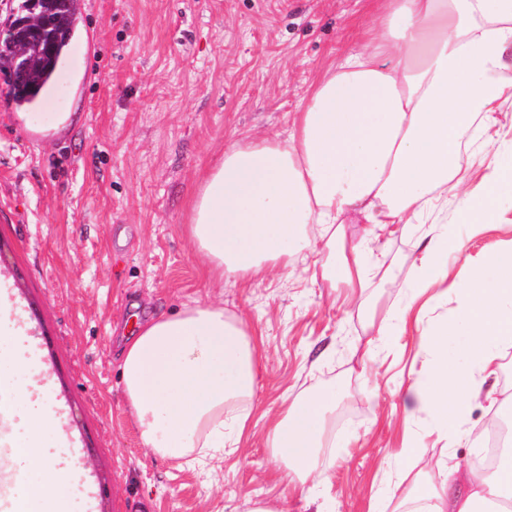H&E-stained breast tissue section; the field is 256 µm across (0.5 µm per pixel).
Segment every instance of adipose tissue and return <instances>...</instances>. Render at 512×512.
Returning a JSON list of instances; mask_svg holds the SVG:
<instances>
[{
	"instance_id": "ef3b65f1",
	"label": "adipose tissue",
	"mask_w": 512,
	"mask_h": 512,
	"mask_svg": "<svg viewBox=\"0 0 512 512\" xmlns=\"http://www.w3.org/2000/svg\"><path fill=\"white\" fill-rule=\"evenodd\" d=\"M512 0H381L376 26L314 85L290 114L286 136L230 142L195 191L188 239L217 278L288 267L315 240L335 244L337 223L360 214L371 224H408L459 197L469 218L492 215L512 192V159L493 156L480 194L463 187L470 156L460 137L478 125L492 141L497 114L512 99ZM448 255V232H432L415 272L434 288ZM452 321L421 330L429 377L411 386L416 412L437 429L462 427L468 409L512 344V247L475 269ZM465 337L462 361L448 342ZM263 349L242 318L220 304L185 306L143 321L121 353L123 392L143 448L189 466L236 449L253 409ZM17 357L0 373V415L29 405L8 445L21 492L14 512H68L80 457L57 466L41 446L51 385L29 377ZM335 389L313 385L284 399L266 445L290 482L319 485L313 449L323 447ZM512 475L458 473L447 461L397 477L375 512H504Z\"/></svg>"
}]
</instances>
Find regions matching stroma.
<instances>
[{"mask_svg": "<svg viewBox=\"0 0 512 512\" xmlns=\"http://www.w3.org/2000/svg\"><path fill=\"white\" fill-rule=\"evenodd\" d=\"M376 0H82L81 19L54 87L16 109L0 74V286L13 301L11 351L37 365L58 409L43 439L85 463L71 512H233L263 499L278 512H371L386 497L405 427L429 459L470 469L487 400L471 404L472 432L456 446L410 414L409 388L427 376L416 319H452L472 266L512 243V202L492 220L464 222L456 199L431 224L378 229L357 215L346 242L366 240V267L383 265L391 288L368 280L343 305L312 283L303 262L248 283L209 279L185 232L191 196L231 140L284 133L288 114L328 66L375 23ZM499 136L473 150L468 189L492 174L486 151L512 153V100ZM447 227L440 288L414 296L413 275L430 225ZM216 303L240 315L268 349L258 373L250 435L235 454L177 467L147 453L123 398L119 353L132 316ZM422 317H415V310ZM388 323L377 335L371 322ZM313 383L336 390V423L307 493L283 476L266 446L265 412Z\"/></svg>", "mask_w": 512, "mask_h": 512, "instance_id": "35a3bbf8", "label": "stroma"}]
</instances>
